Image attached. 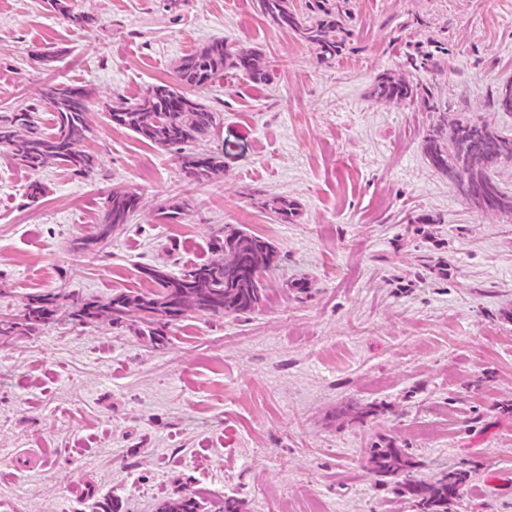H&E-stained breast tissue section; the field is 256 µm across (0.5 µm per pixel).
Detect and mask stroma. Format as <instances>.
Wrapping results in <instances>:
<instances>
[{
    "mask_svg": "<svg viewBox=\"0 0 512 512\" xmlns=\"http://www.w3.org/2000/svg\"><path fill=\"white\" fill-rule=\"evenodd\" d=\"M0 0V116L48 117L46 86L92 89L83 175L29 172L0 151V313L29 294L105 299L179 272L214 234L269 241L253 312L191 313L162 345L136 322L48 324L0 345V512H157L174 493L241 512H415L366 467L395 444L434 481L469 474L450 512H512V218L475 213L422 141L440 117L371 91L385 73L434 86L449 119L512 134L494 98L512 80V0H348L342 54L315 50L255 0ZM258 50L270 80L232 75L193 90L213 133L162 149L114 124L118 95L174 84L181 57L213 40ZM441 66L415 69L416 47ZM220 157L196 185L180 152ZM138 194L133 223L96 249L113 188ZM296 204L273 218L259 196ZM177 201L179 222L158 220ZM378 409L367 418V404Z\"/></svg>",
    "mask_w": 512,
    "mask_h": 512,
    "instance_id": "35a3bbf8",
    "label": "stroma"
}]
</instances>
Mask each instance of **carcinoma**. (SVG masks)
I'll return each mask as SVG.
<instances>
[{
  "instance_id": "1",
  "label": "carcinoma",
  "mask_w": 512,
  "mask_h": 512,
  "mask_svg": "<svg viewBox=\"0 0 512 512\" xmlns=\"http://www.w3.org/2000/svg\"><path fill=\"white\" fill-rule=\"evenodd\" d=\"M345 0H306L307 17L300 18L292 0H258L262 13L281 28L293 31L309 44L323 62L339 56L346 46L349 12ZM180 85L206 88L222 77L244 73L256 84L269 81L262 55L246 47L231 48L222 39L209 41L182 57L176 67ZM372 96L383 102L410 101L425 110L436 109L431 87L416 85L400 76H381ZM52 108L51 124L43 125L33 113L18 112L0 119V148L7 150L15 164L37 171L60 165L88 174L95 167L92 155L80 150L86 137L85 112L89 92L71 86H53L45 92ZM112 122L162 148L185 145L207 137L216 125V113L198 100L170 85H154L112 106ZM422 151L432 168L448 178L451 186L478 212H499L512 216V192L504 191L493 171L504 160H512V135L503 134L489 121L448 122L443 114L425 137ZM217 156L188 153L181 156L183 175L201 182L218 171ZM139 196L122 187L112 189L104 228L86 242L95 245L111 231L130 224L139 210ZM262 207L282 222L294 216L285 197H269ZM213 258L196 262L178 274L161 266L141 269L153 283L146 291H122L105 300L74 299L62 302V295L38 292L27 296L23 314L0 316V345L13 337L59 318L78 325L106 322L123 327L138 318V333L151 343H163L172 322L194 312L211 315H240L258 308L264 295L261 273L275 257L267 240L244 232L226 231L208 245ZM368 470L395 481V493L415 503L417 512H448V506L464 490L468 474L448 471L435 482L415 476L416 464L400 448H375L367 458ZM205 498L198 491L182 492L165 499L159 512H204Z\"/></svg>"
}]
</instances>
